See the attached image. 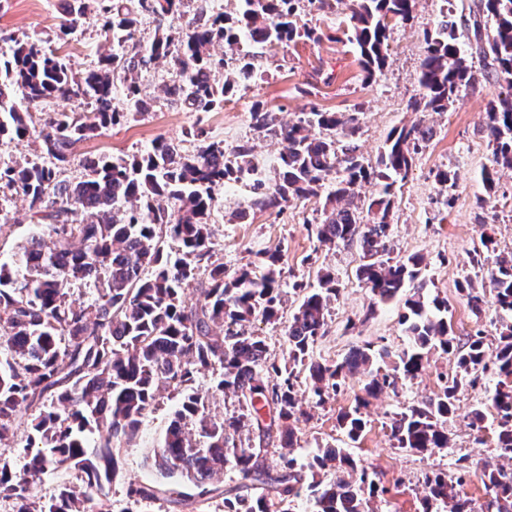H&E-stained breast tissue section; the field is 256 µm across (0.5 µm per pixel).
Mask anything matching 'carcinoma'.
Instances as JSON below:
<instances>
[{
    "label": "carcinoma",
    "mask_w": 512,
    "mask_h": 512,
    "mask_svg": "<svg viewBox=\"0 0 512 512\" xmlns=\"http://www.w3.org/2000/svg\"><path fill=\"white\" fill-rule=\"evenodd\" d=\"M233 2V12L214 14L208 0H197L189 17L187 0H64L62 45L74 39L88 12L100 15L104 50L96 67L76 72L68 55L28 39L14 40L10 53L0 56L1 141L29 138L31 108L43 100L82 97L94 104L81 118L66 109L53 113L39 134L37 158L0 165V188L28 200L35 227L11 261L0 262V445L14 440L21 426L28 432L17 449L21 468L0 450V503L10 504L12 512H112L115 483L129 504L164 512H200L213 502L218 512H295L304 489L311 512H375L371 503L379 487L347 449L327 445L306 460L282 453L270 466L268 446L276 440L290 448L297 441L306 416L297 374H305L306 390L321 406L350 373L368 374L364 391L372 397L418 378L434 352L453 356L455 370L438 374L433 397L390 418L394 447L420 454L449 448L447 422L457 414L458 392L474 383L471 375L490 368L498 380L489 407L471 409L467 419L481 431L487 409H493L497 457L512 462V323L502 325L495 343L478 327L464 347L455 346L448 301L424 296L423 257H389L397 185L435 135L425 121L393 128L370 166L360 156L353 114L313 108L284 124L274 109L256 102L253 129L287 143L272 179L260 171L254 146L246 142L228 152L224 141L202 128L190 133L197 141L191 153L159 137L130 158L87 156L81 179H59L78 143L102 135L130 112L146 110L139 69L173 61L176 77L165 89L169 101L189 112H213L263 76L272 52L318 38L300 23L306 6L331 5ZM443 2L448 7L424 32L419 93L410 107L447 112L460 93L477 87L480 76L495 79L500 90L490 94L482 127L492 149L491 165L481 173L482 209L496 192L499 173L512 171V0H478L467 16L456 15L450 0ZM416 6L417 0H336L365 81L383 72L394 29L413 20ZM145 15L158 26L143 44L136 33ZM461 26L473 31L479 71L460 48ZM216 43L236 57L214 52ZM332 173L336 181L312 232L321 244L358 248L356 278L373 303L406 295L403 324L410 344L394 356L368 344L337 363L314 358L338 292L325 272L316 288L293 283L301 300L278 363L268 357L265 338L248 327L281 318L280 256L259 253L227 275L224 263L215 260L217 195L227 183L250 179L251 196L236 213L244 219L319 196ZM434 181L441 204L450 205L455 173L439 168ZM364 183L378 187L366 203L357 194ZM364 213L370 216L366 222ZM167 238L178 245L175 257L165 249ZM496 247L492 235H483L471 262L483 265ZM193 282L197 295L188 302L182 291ZM87 284L96 287L97 297L78 305L75 290ZM458 292L475 313L490 297L512 314V251L496 256L482 290L466 278ZM210 369L219 370L212 390L234 396L239 413L211 415L194 387L196 375ZM165 390L178 404L153 450L160 479L128 478L119 466L120 448L137 437ZM366 397L337 416L338 429L352 442L368 424ZM226 470L236 474L234 485L213 484V476ZM49 471L71 472L77 482L61 481L51 495L40 496L34 485ZM465 476L427 474L422 512H477L456 492ZM481 480L491 496L486 512H512V468H486Z\"/></svg>",
    "instance_id": "obj_1"
}]
</instances>
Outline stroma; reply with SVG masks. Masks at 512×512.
Wrapping results in <instances>:
<instances>
[{
	"instance_id": "1",
	"label": "stroma",
	"mask_w": 512,
	"mask_h": 512,
	"mask_svg": "<svg viewBox=\"0 0 512 512\" xmlns=\"http://www.w3.org/2000/svg\"><path fill=\"white\" fill-rule=\"evenodd\" d=\"M440 6V0H418L414 19L397 28L393 35L384 71L369 83L365 82L359 61L346 41L345 16L332 8L308 17L310 25L320 33L319 40L301 41L279 50L265 62L264 79L237 92L222 109L213 112H190L170 103L164 88L174 73L173 64H155L139 74L147 112L124 119L101 136L78 143L60 177L68 181L82 178V160L86 155L130 156L159 137L174 141L184 151H194L196 143L190 132L197 125L204 127L212 138L223 141L228 149L245 141L253 142L265 171H273L284 144L278 138H263L253 131L250 109L257 101L279 109L285 122L314 107L348 112L354 104H361L360 153L365 161L375 162L388 133L417 118L408 105L418 93L422 33ZM61 18L59 0H0V53L8 52L15 38L55 45ZM493 89L492 81H484L476 89L461 94L448 112L432 115L430 122L436 135L416 160L397 195L392 226L394 257L424 256L422 275L427 290L447 299L454 333L461 341L477 326L489 338H496L506 318L491 301L480 314H473L457 291L458 281L470 269V253L483 233L493 232L499 253L512 251V172L502 175L496 199L487 209H478L476 205L477 197L484 193L480 174L491 159L480 128ZM443 166L457 174L455 200L449 209L440 204L433 178L437 168ZM248 195L249 189L242 183L222 191L212 215L217 230L216 257L231 273L253 261L257 253L279 252L283 282L287 285L297 280L316 283L317 273L322 269L334 274L338 293L331 304L328 334L314 348L315 358L339 361L351 349L367 344L384 345L394 352L407 347L408 338L401 325L403 302L397 299L372 304L370 293L355 278L361 262L359 250L322 245L312 237L309 224L317 217L322 198L292 201L279 210L255 214L247 222L233 219V212ZM8 206L13 219L0 226L2 261L11 260L31 232L26 202L15 196ZM454 368L453 357L434 354L430 368L419 378L404 382L397 392L388 391L371 400L365 411L369 421L367 432L355 443L340 434L336 418L362 394L364 375L348 377L343 394L325 406L317 407L310 400H303L308 418L300 425L293 454L306 459L331 443L350 449L384 489L374 500L376 512H418L424 495V472L433 469L451 473L461 464L469 468L470 477L460 489V496L473 500L475 505L484 504L481 469L483 464L496 463L497 457L487 433L473 430L466 414L472 407L487 405L496 383L493 372L479 373L475 384L459 392L457 414L448 421V449L422 455L394 448L387 427L394 413L436 392L438 372ZM176 403L174 395L162 393L155 409L143 420L137 444L120 452L119 464L124 475L138 479L155 477L149 457Z\"/></svg>"
}]
</instances>
